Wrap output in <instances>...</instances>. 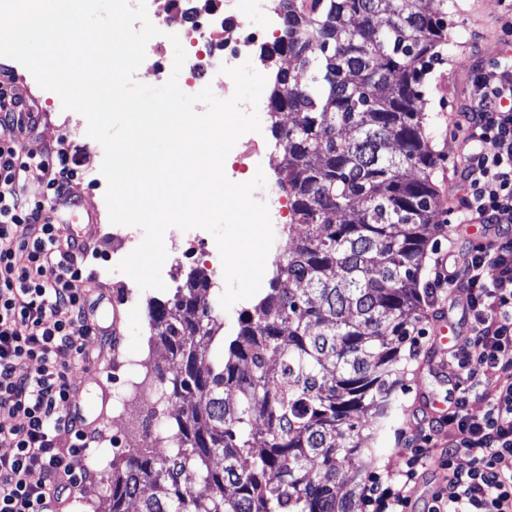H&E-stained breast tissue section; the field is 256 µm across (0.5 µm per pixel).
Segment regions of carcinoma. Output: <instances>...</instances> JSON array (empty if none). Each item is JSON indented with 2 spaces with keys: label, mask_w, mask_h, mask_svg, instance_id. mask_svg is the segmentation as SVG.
I'll list each match as a JSON object with an SVG mask.
<instances>
[{
  "label": "carcinoma",
  "mask_w": 512,
  "mask_h": 512,
  "mask_svg": "<svg viewBox=\"0 0 512 512\" xmlns=\"http://www.w3.org/2000/svg\"><path fill=\"white\" fill-rule=\"evenodd\" d=\"M449 9V0H280L267 58L293 66L273 73L268 112L285 158L277 184L288 229L303 232L217 358L224 323L205 273L148 302L150 346L165 351L153 378L165 401L193 402L172 422L148 411L145 426L165 420V449L112 462L102 512H128L132 500L138 512H356L355 477L375 458L402 345L425 318L438 194L422 87L449 39Z\"/></svg>",
  "instance_id": "obj_1"
}]
</instances>
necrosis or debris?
Here are the masks:
<instances>
[{
  "instance_id": "obj_1",
  "label": "necrosis or debris",
  "mask_w": 512,
  "mask_h": 512,
  "mask_svg": "<svg viewBox=\"0 0 512 512\" xmlns=\"http://www.w3.org/2000/svg\"><path fill=\"white\" fill-rule=\"evenodd\" d=\"M160 10L151 14L158 27L190 26L189 49L183 64L187 79L184 91H191L205 80L229 87L231 79L223 67H237L252 62L262 70V47L269 32L252 29L246 20L254 8H262L269 16L279 14L278 0H161Z\"/></svg>"
}]
</instances>
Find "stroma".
Listing matches in <instances>:
<instances>
[{
	"label": "stroma",
	"instance_id": "1",
	"mask_svg": "<svg viewBox=\"0 0 512 512\" xmlns=\"http://www.w3.org/2000/svg\"><path fill=\"white\" fill-rule=\"evenodd\" d=\"M502 7L499 0H452L448 12V44L439 48L441 60L435 63L424 86L426 112L431 117L428 133L436 156L434 180L440 203L434 221L437 230L430 233L431 247H438L447 237L439 225L454 204L455 170L469 146L462 131L456 128L455 106L460 105L467 89L472 68L493 59L507 39L501 28ZM12 79L17 95L41 114L38 129L24 141L27 152L38 154L49 146L79 150L87 166L101 167L104 151L86 131L70 135L66 127L72 111L64 109L58 94L42 89L19 63L0 57V78ZM80 197V212L90 213V220L77 229L61 225L62 235L77 233L88 247L83 265V278L73 281L75 292L95 302L96 317L103 325H116L119 343L94 340L91 365L75 370L82 389L81 404L88 420L101 422L105 438L90 449L85 464L94 478L93 492H101L117 444L135 451L147 434L140 413L127 389V379H143L145 360L162 361L161 349L150 348V328L146 316L149 299H167L174 290V281H167L165 290H139L133 279L116 272V255L112 250V223L108 212L100 208L107 191L106 183H93L79 178L75 187ZM403 369L396 394L399 407L388 425L374 441L376 465L398 459V433L416 410L422 409L423 395L447 401L448 390L456 379V370L448 365L447 346L435 345L432 337L422 338L418 345L404 344Z\"/></svg>",
	"mask_w": 512,
	"mask_h": 512
}]
</instances>
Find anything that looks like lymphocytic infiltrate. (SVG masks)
<instances>
[{
  "label": "lymphocytic infiltrate",
  "instance_id": "obj_1",
  "mask_svg": "<svg viewBox=\"0 0 512 512\" xmlns=\"http://www.w3.org/2000/svg\"><path fill=\"white\" fill-rule=\"evenodd\" d=\"M39 113L0 82V424L10 450L0 454V512H66L84 492L82 458L99 437L80 411L76 366L105 335L86 296L72 288L87 244L59 236L77 207L75 155L27 153L23 135ZM457 125L469 150L459 172L455 224H512V52L474 67ZM44 184L41 197L26 182ZM431 288L463 302L469 333L448 351L457 371L455 399L434 424L447 428L437 449L425 427L400 430L399 465L371 471L361 497L369 512H410V491L429 468L443 480L427 512H512V238L467 254L455 245L434 252ZM484 405L469 411L471 401Z\"/></svg>",
  "mask_w": 512,
  "mask_h": 512
}]
</instances>
